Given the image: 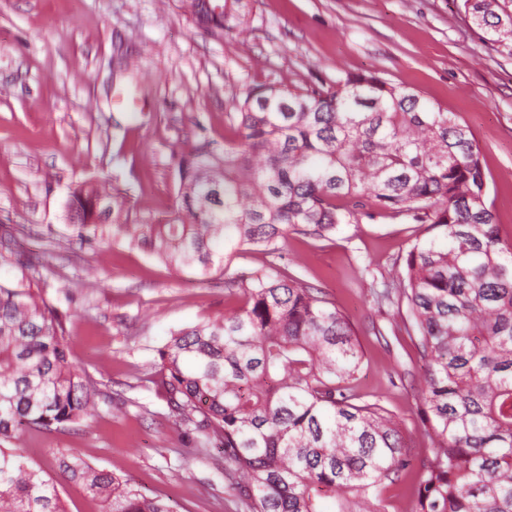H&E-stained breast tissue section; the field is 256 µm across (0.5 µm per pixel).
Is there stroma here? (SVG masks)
Returning <instances> with one entry per match:
<instances>
[{
  "mask_svg": "<svg viewBox=\"0 0 512 512\" xmlns=\"http://www.w3.org/2000/svg\"><path fill=\"white\" fill-rule=\"evenodd\" d=\"M371 71L415 89L471 129L487 203L512 241V55L498 52L464 0H240L221 36L180 0H0V225L55 299L70 357L103 393L77 431L28 429L21 447L56 477L52 449L80 453L174 512H240L215 449L177 423L153 362L171 331L240 306L124 243L73 249L71 187L102 179L134 219L171 210L178 152L223 147L226 113L251 87L320 85ZM426 224L379 218L339 225L330 240L289 235L286 273L341 306L363 352L360 388L384 396L407 439L428 446L418 396L423 363L395 307L376 300Z\"/></svg>",
  "mask_w": 512,
  "mask_h": 512,
  "instance_id": "35a3bbf8",
  "label": "stroma"
}]
</instances>
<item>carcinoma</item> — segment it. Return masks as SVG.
Masks as SVG:
<instances>
[{"label":"carcinoma","instance_id":"cac0c4a2","mask_svg":"<svg viewBox=\"0 0 512 512\" xmlns=\"http://www.w3.org/2000/svg\"><path fill=\"white\" fill-rule=\"evenodd\" d=\"M197 25L224 31L230 13L185 0ZM491 46L512 55V12L465 0ZM220 152L204 141L178 157L175 205L136 223L125 196L85 183L65 209L70 241L139 247L199 282L224 278L243 304L172 333L157 349L175 417L199 445L222 449L243 512H389L414 475L412 512H512V244L487 205L481 150L469 127L413 89L375 73L318 87H253L226 114ZM102 207H95L98 200ZM404 219L443 230L415 242L378 299L407 302L424 362L427 453L415 461L383 399L360 392L362 353L347 314L303 277L278 268L290 234L327 240L340 224ZM0 232V442L31 427L78 429L98 390L69 357L57 309ZM251 246L266 265L240 275ZM201 419H196V416ZM62 476L100 512H173L129 480L71 451ZM0 512H67L24 454L0 448Z\"/></svg>","mask_w":512,"mask_h":512}]
</instances>
